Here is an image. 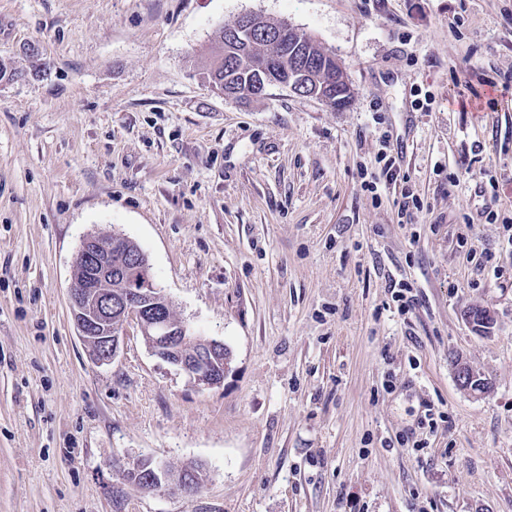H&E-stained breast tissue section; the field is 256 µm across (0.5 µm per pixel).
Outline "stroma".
Listing matches in <instances>:
<instances>
[{"mask_svg":"<svg viewBox=\"0 0 512 512\" xmlns=\"http://www.w3.org/2000/svg\"><path fill=\"white\" fill-rule=\"evenodd\" d=\"M244 14L332 53L350 104L216 93L198 73ZM0 60L22 73L0 80V512H512V0H0ZM383 152L415 229L363 187ZM88 234L141 247L231 350L223 384L132 325L90 358L68 301ZM142 459L203 479L145 492ZM454 370L458 385L471 394L478 396L485 393L489 388V384H487L482 374L469 363L456 360Z\"/></svg>","mask_w":512,"mask_h":512,"instance_id":"obj_1","label":"stroma"}]
</instances>
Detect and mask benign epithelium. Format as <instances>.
I'll use <instances>...</instances> for the list:
<instances>
[{"instance_id": "obj_1", "label": "benign epithelium", "mask_w": 512, "mask_h": 512, "mask_svg": "<svg viewBox=\"0 0 512 512\" xmlns=\"http://www.w3.org/2000/svg\"><path fill=\"white\" fill-rule=\"evenodd\" d=\"M251 16L242 15L224 33V49L220 54L243 55L254 41L264 39L269 46L267 62L259 68L249 87V94L260 96L266 88L280 83L301 97H316L324 104L335 108L334 89L348 84L343 66L332 59L327 76L329 95H315L308 78L315 72V62L301 47V35L295 28L283 24L272 30L254 29ZM292 48V69L283 71L277 67L279 56L286 48ZM114 244L102 245L93 234L81 242L76 264L82 266L83 274L73 281L69 289V306L79 336L87 340L96 337L98 349L91 358L98 364L113 361L120 350L125 327L134 324L139 329L151 353L177 367L191 383L199 387H213L224 382L228 372V361L224 360V343L212 338L198 341L187 325L170 322L161 313L169 304L162 290L154 282L146 259L125 261V255L113 253ZM120 280L123 293L112 298V277ZM465 319L475 327L487 328L493 322V313L488 308H469ZM455 378L458 385L478 396L489 388L482 374L463 360L455 361ZM154 475L139 480L138 487L145 491L173 487L185 494L195 491V486L181 480L161 465H153Z\"/></svg>"}]
</instances>
